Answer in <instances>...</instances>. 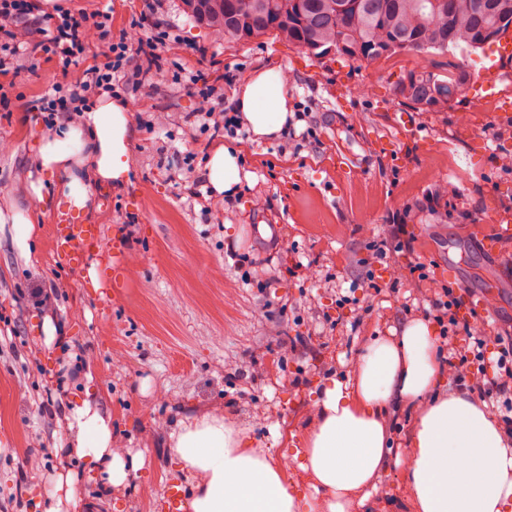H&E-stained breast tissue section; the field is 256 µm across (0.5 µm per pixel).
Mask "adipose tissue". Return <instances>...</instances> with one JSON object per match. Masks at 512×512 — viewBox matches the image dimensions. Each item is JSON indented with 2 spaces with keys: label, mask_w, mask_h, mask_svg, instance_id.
<instances>
[{
  "label": "adipose tissue",
  "mask_w": 512,
  "mask_h": 512,
  "mask_svg": "<svg viewBox=\"0 0 512 512\" xmlns=\"http://www.w3.org/2000/svg\"><path fill=\"white\" fill-rule=\"evenodd\" d=\"M288 73L257 68L235 98V109L254 140L279 138L292 111ZM129 104L98 103L77 123L41 136L38 159L57 197L80 209L93 205L99 187L121 186L130 171ZM241 150L210 148L203 171L216 197L235 195L243 182ZM11 241L31 257L37 221L20 209L0 210ZM354 381L327 379L314 403V427L302 447L274 455L251 447L228 416L181 418L166 450L182 470L198 474L188 489L192 512H347L350 495L376 492L388 467L402 470L419 512H512V444L485 402L471 393H445L447 374L433 326L415 320L400 336H377L358 355ZM416 408L412 450L390 457L387 414ZM66 437L71 458L101 487L128 482L126 458L112 448V418L94 392L68 404ZM310 474L306 487L289 483L287 461Z\"/></svg>",
  "instance_id": "ef3b65f1"
}]
</instances>
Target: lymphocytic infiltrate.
Here are the masks:
<instances>
[{"instance_id": "lymphocytic-infiltrate-1", "label": "lymphocytic infiltrate", "mask_w": 512, "mask_h": 512, "mask_svg": "<svg viewBox=\"0 0 512 512\" xmlns=\"http://www.w3.org/2000/svg\"><path fill=\"white\" fill-rule=\"evenodd\" d=\"M32 23L42 33L35 43L25 36L27 25ZM94 38L106 43L108 51L92 60L88 54ZM169 39L166 30L133 42L113 38L111 12L96 6L74 13L46 0H0V72H22L37 56L45 54L54 58L64 75L32 106L50 130L76 122L102 97L123 100L128 90L144 85L148 75L167 73L162 50ZM447 208V199L437 193L403 208L370 242L373 260L379 263L393 254L405 255L409 276L422 283L429 280L427 265L413 258L409 225L420 213L434 214ZM465 295V289L444 285L423 295L417 310L425 320L439 326L454 382L467 385L501 410L504 435L511 440L512 324L491 332L478 330L482 317L476 311L470 321L461 320ZM490 343L496 346L492 356L486 352Z\"/></svg>"}]
</instances>
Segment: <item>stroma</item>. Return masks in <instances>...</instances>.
Listing matches in <instances>:
<instances>
[{
	"mask_svg": "<svg viewBox=\"0 0 512 512\" xmlns=\"http://www.w3.org/2000/svg\"><path fill=\"white\" fill-rule=\"evenodd\" d=\"M112 12L113 37L130 38L142 14L176 37L167 51L173 85L142 86L132 108L130 178L101 188L82 221L99 226L102 249L93 261L100 287L86 273L57 261L52 195L36 196L46 181L30 168L46 129L27 102L56 71L38 58L14 80L12 111L0 112V209H27L41 235L26 259L0 234V512H43L47 482L39 471L72 468L57 450L64 425L47 413L84 393L82 382L59 377L66 354L48 346L36 288L61 285L53 322L77 345L75 366L91 372L102 408L112 416L114 447L144 459L125 489L99 512H166L169 487L193 478L164 448L187 415L232 411L255 447L280 452L288 436L303 438L308 413L327 377L351 378L353 364L374 336L401 334L406 307L417 306L418 282L390 258L378 290L362 279L366 245L404 206L434 190L458 193L448 214H423L411 231L416 255L428 264L432 287L470 290V302L495 321L512 319V270L499 252L495 216L512 201V167L496 139L511 127L501 111L512 99V61L495 93L479 76L495 56L467 57L474 81L444 112L399 101L393 85L413 71L447 72L445 56L402 54L348 64L316 60L271 38L217 42L180 8V0H102ZM261 66L287 69L293 111L313 113L316 135L289 141L241 140L248 190L211 208L210 189L198 185L203 159L220 143L201 133L199 111L233 110L235 86L225 70L246 77ZM204 73L218 94L207 97L190 75ZM155 124L146 132L142 121ZM193 154L186 163L185 154ZM242 231L233 242L228 228ZM357 287L370 307L363 321L337 310L336 297ZM379 490L351 512H415L401 473L383 471Z\"/></svg>",
	"mask_w": 512,
	"mask_h": 512,
	"instance_id": "35a3bbf8",
	"label": "stroma"
}]
</instances>
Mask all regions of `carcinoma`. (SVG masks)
I'll return each mask as SVG.
<instances>
[{
  "instance_id": "cac0c4a2",
  "label": "carcinoma",
  "mask_w": 512,
  "mask_h": 512,
  "mask_svg": "<svg viewBox=\"0 0 512 512\" xmlns=\"http://www.w3.org/2000/svg\"><path fill=\"white\" fill-rule=\"evenodd\" d=\"M186 15L217 40L270 36L316 60L333 55L369 62L404 53L446 55L498 42L512 29V0H181ZM470 81L421 70L396 83L394 96L441 112Z\"/></svg>"
}]
</instances>
